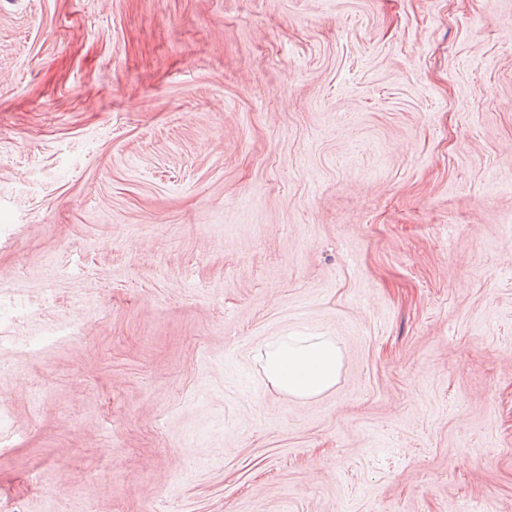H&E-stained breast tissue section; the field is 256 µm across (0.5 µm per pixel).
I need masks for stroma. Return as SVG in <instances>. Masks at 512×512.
<instances>
[{"label":"stroma","mask_w":512,"mask_h":512,"mask_svg":"<svg viewBox=\"0 0 512 512\" xmlns=\"http://www.w3.org/2000/svg\"><path fill=\"white\" fill-rule=\"evenodd\" d=\"M0 336V512H512V0H0ZM267 347L263 371L279 391L311 398L336 385L342 354L335 343L318 336H283Z\"/></svg>","instance_id":"1"}]
</instances>
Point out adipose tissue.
Segmentation results:
<instances>
[{
    "label": "adipose tissue",
    "instance_id": "adipose-tissue-1",
    "mask_svg": "<svg viewBox=\"0 0 512 512\" xmlns=\"http://www.w3.org/2000/svg\"><path fill=\"white\" fill-rule=\"evenodd\" d=\"M342 368L335 343L317 336H285L269 345L263 371L272 386L298 398L332 389Z\"/></svg>",
    "mask_w": 512,
    "mask_h": 512
}]
</instances>
